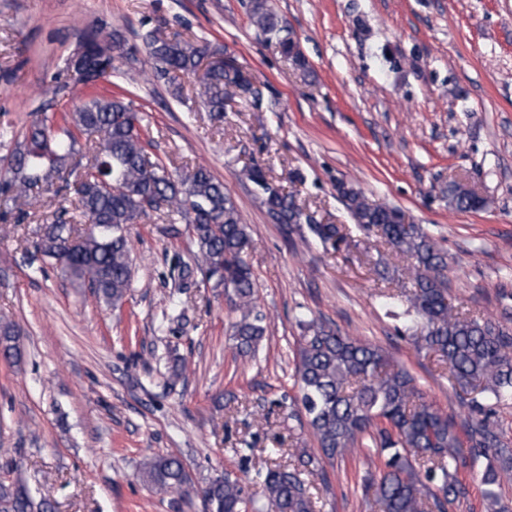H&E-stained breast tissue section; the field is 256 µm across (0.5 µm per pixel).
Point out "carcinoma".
<instances>
[{
    "instance_id": "cac0c4a2",
    "label": "carcinoma",
    "mask_w": 512,
    "mask_h": 512,
    "mask_svg": "<svg viewBox=\"0 0 512 512\" xmlns=\"http://www.w3.org/2000/svg\"><path fill=\"white\" fill-rule=\"evenodd\" d=\"M251 19L275 42L293 65L308 72V64L286 22L271 0H251ZM154 75L166 80L180 96L177 75H191L196 94L212 120L224 121L227 103L237 97L256 107L263 91L230 57L205 41L159 28L145 37ZM82 61L95 68L125 53L116 32L101 28L79 35ZM221 62L207 71L209 58ZM87 98L67 112L33 118L14 139L0 171V208L36 207L44 195L74 196L78 217L69 215L63 197L53 220L42 225L34 255L52 262L77 288H88L107 305L117 307L127 296L133 259L126 235L152 213L186 224L196 252L193 263L179 265L177 293L195 284L201 273L232 294L240 313L234 324L236 349L252 354L266 332L265 315L257 308L256 278L247 261V225L224 183L202 165H173L151 158L142 117L120 97L105 96L88 85ZM270 220L276 224H307L323 244L339 247L345 239L336 224H314L295 195L268 180L262 167L244 168ZM336 191L353 221L382 238L394 252L411 259L410 289L381 295L396 317H415L420 331L412 335L417 348L435 354L448 365L458 386L475 394L470 406L476 416L467 422L469 452L489 459L484 475L486 498L497 502L494 486L512 476V449L489 421L493 408L512 397V334L490 318L463 317L448 299V254L420 224L404 222L397 207L374 204L340 181ZM448 204L476 210L485 199L451 181L441 188ZM302 330L296 376L300 402L323 455L344 457L359 449L386 458L379 478L363 481V495L378 512H450L467 493L458 477L466 456L454 421L422 400L410 372L392 363L375 345L343 336L313 320H300ZM16 325L0 318V356L18 362ZM318 459L302 452L292 467L276 466L259 475L262 494L248 493L241 479L229 472L202 490L209 512H312L310 477ZM142 476L156 494L191 485L190 472L174 453L144 462ZM46 501L36 505L22 488L0 483V512H48Z\"/></svg>"
}]
</instances>
